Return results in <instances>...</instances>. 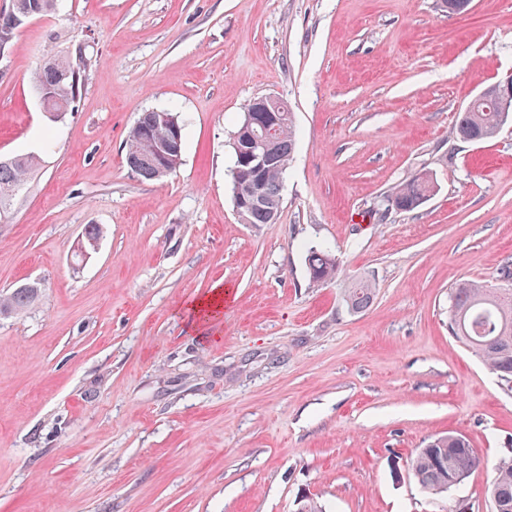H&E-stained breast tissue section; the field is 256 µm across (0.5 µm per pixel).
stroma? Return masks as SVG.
Returning a JSON list of instances; mask_svg holds the SVG:
<instances>
[{"instance_id": "35a3bbf8", "label": "stroma", "mask_w": 512, "mask_h": 512, "mask_svg": "<svg viewBox=\"0 0 512 512\" xmlns=\"http://www.w3.org/2000/svg\"><path fill=\"white\" fill-rule=\"evenodd\" d=\"M83 52L74 112L33 94L48 53ZM512 73V0H59L0 58V156L42 164L0 223V512H492L512 456V382L450 335L452 288L500 287L512 257V122L457 137ZM275 96L296 126L274 223L234 211L231 138ZM181 116L179 166L124 164L140 113ZM436 189L410 212L406 178ZM103 231L79 257L86 225ZM331 247L335 278L306 256ZM366 282L368 308L345 292ZM233 298L194 328L215 285ZM486 462L448 492L408 469L438 435ZM435 187L433 177L416 175L401 183L389 195L391 206L400 212H409L420 207ZM307 266L315 282L330 281L338 270L335 255L327 248H311L307 255ZM32 286L30 283H25L21 287L13 289L9 294H1L0 315L21 313L33 305L39 297L40 288H25ZM498 512H512V458H503L492 466V478L487 489Z\"/></svg>"}]
</instances>
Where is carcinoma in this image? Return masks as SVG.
Here are the masks:
<instances>
[{"label": "carcinoma", "mask_w": 512, "mask_h": 512, "mask_svg": "<svg viewBox=\"0 0 512 512\" xmlns=\"http://www.w3.org/2000/svg\"><path fill=\"white\" fill-rule=\"evenodd\" d=\"M55 0H13L14 14L29 22L50 15ZM74 64L66 54L47 57L40 67L35 86L48 88L53 96L45 102L49 111L62 108L71 112ZM512 114L502 116L486 109V105H469L460 113L455 126L458 137L481 142L495 136ZM166 129L160 123L157 110L143 112L130 129L126 140L125 164L133 174L155 180L154 168L146 161L148 140L163 139ZM272 141L270 161L262 182L268 197L282 200L283 178L294 150L295 132L291 112L279 113L278 121L262 129L248 124L242 116L234 133L233 143L245 149L250 142L259 146ZM41 165L34 154L15 155L0 160V214L11 210L26 191L31 175ZM435 187L433 177L422 174L401 183L389 195L391 206L400 212L420 207ZM245 223L270 224L272 219L263 207L244 210ZM310 277L315 282H326L336 276L338 265L333 252L327 248H312L307 255ZM40 289L17 287L0 296V315L21 313L38 299ZM373 297L372 288L358 284L348 290L346 303L354 312L368 307ZM448 329L465 342L484 364L497 375L512 380V288L488 290L476 283H461L450 294ZM482 460L461 434H445L433 438L419 449L410 460V470L420 487L430 494H441L462 484ZM499 512H512V458H503L492 466V478L487 489Z\"/></svg>", "instance_id": "carcinoma-1"}]
</instances>
